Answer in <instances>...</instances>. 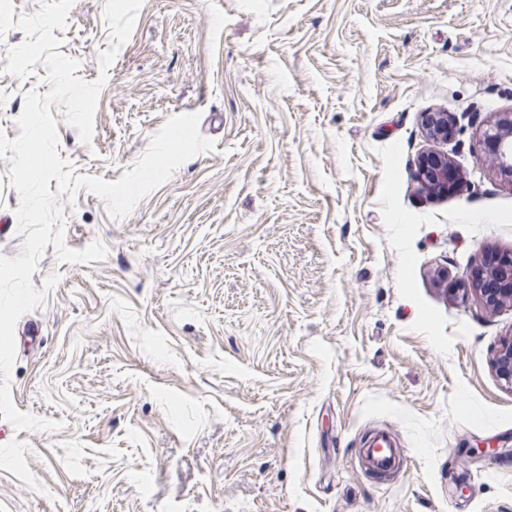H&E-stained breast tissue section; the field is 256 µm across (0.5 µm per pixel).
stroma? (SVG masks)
<instances>
[{
    "instance_id": "stroma-1",
    "label": "stroma",
    "mask_w": 512,
    "mask_h": 512,
    "mask_svg": "<svg viewBox=\"0 0 512 512\" xmlns=\"http://www.w3.org/2000/svg\"><path fill=\"white\" fill-rule=\"evenodd\" d=\"M105 0H74L60 53L99 76ZM8 139L46 75L2 74ZM425 112L448 113L445 142ZM512 112V0H143L101 89L91 143L55 113L76 174L113 182L173 115L215 151L126 217L79 190L15 326L19 411L38 494L0 469V512H512V390L494 369L512 306L466 281L512 255V181L483 146ZM436 152L460 173L414 178ZM0 160V255H19L18 192ZM44 289V288H43ZM410 457L382 479L372 430Z\"/></svg>"
}]
</instances>
